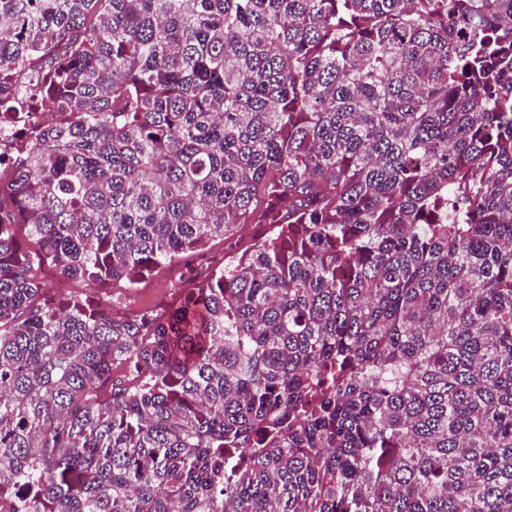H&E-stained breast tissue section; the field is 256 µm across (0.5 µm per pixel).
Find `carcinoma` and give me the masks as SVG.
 Instances as JSON below:
<instances>
[{
	"mask_svg": "<svg viewBox=\"0 0 512 512\" xmlns=\"http://www.w3.org/2000/svg\"><path fill=\"white\" fill-rule=\"evenodd\" d=\"M21 109L0 512H512V0H0ZM57 118L55 112H25L13 116V128L10 132L0 131V150L8 158L24 155L31 143L27 129L33 125ZM165 269L166 274L163 279H159L157 272H155L153 277L136 291H126L124 288L118 286L103 292V290L94 287L88 282L68 280L55 272L56 280L64 282L67 285L66 288H57L56 282L45 279L41 275V268L36 267L37 276L45 285V288L51 292H80L97 296L103 303H108V300L111 298L113 300V296H120L121 301L124 303L123 306H126L128 310H137L145 306L164 308L176 301L178 297L177 286L180 269L174 267H165ZM61 289L65 290L62 291Z\"/></svg>",
	"mask_w": 512,
	"mask_h": 512,
	"instance_id": "obj_1",
	"label": "carcinoma"
}]
</instances>
